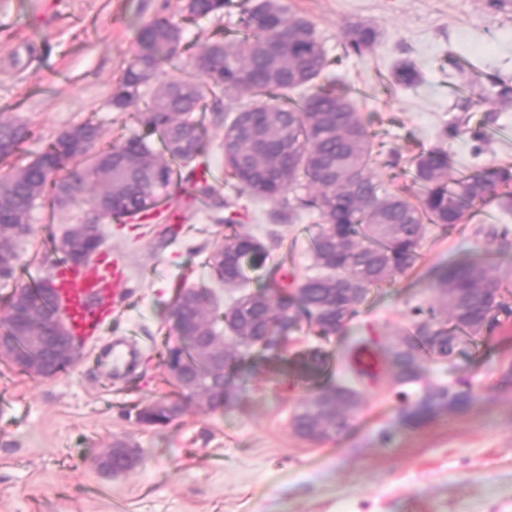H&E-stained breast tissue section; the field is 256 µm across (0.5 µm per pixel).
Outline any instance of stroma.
I'll use <instances>...</instances> for the list:
<instances>
[{
    "label": "stroma",
    "instance_id": "obj_1",
    "mask_svg": "<svg viewBox=\"0 0 512 512\" xmlns=\"http://www.w3.org/2000/svg\"><path fill=\"white\" fill-rule=\"evenodd\" d=\"M49 10L0 0V114L32 130L18 156L0 161V177L38 155L61 131L86 119L109 143L137 133L130 113L111 105L112 91L143 45L139 33L158 17L183 29L182 55L161 65L156 78L194 77L189 60L208 41L231 40L242 24L246 0H230L222 12L192 18L185 0H51ZM307 19L330 65L326 78L343 89H365L361 117L398 156L380 155L375 172L389 189L417 150L439 149L451 175L488 167L512 170V143L487 138L486 127L512 126V5L489 0H283ZM375 25L381 37L362 55L345 54L344 30L353 22ZM480 78L467 96H449L464 81L459 61ZM404 63L411 86L397 84ZM171 203L177 224L129 221L104 225L99 257L124 263L129 279L120 309L103 334L80 348L67 371L37 379L0 364V512H512V320L492 338L467 344L454 366L425 360L435 383L468 380V407L436 409L421 426H405L393 374L370 384L356 381L349 354L358 342L383 348L411 329L412 308L437 299L431 274L470 249L490 255L501 281L498 300L512 308V234L506 240L478 235L479 219L450 231L428 227L417 265L388 285L370 289L341 335L316 328L290 329L285 359L253 350L234 377L237 404L207 410L186 404L165 426L134 416L136 405L172 400L176 389L160 353L177 335L171 317L179 284L213 290L221 306L241 291L214 278L206 258L229 229L262 241L265 267L276 276L312 274L310 217L280 223L278 206L234 194L216 181L232 209L189 200L185 171L174 176ZM85 213L49 204L31 216V235L18 244L29 277L46 274V256H58L68 225ZM131 336L139 359L105 383L95 352L112 337ZM316 349L329 356L323 374L308 378L299 366ZM355 384L361 404L351 431L310 442L294 433L291 415L318 386ZM139 448L137 468L110 476L93 457L113 440Z\"/></svg>",
    "mask_w": 512,
    "mask_h": 512
}]
</instances>
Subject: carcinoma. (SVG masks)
<instances>
[{"label": "carcinoma", "instance_id": "obj_1", "mask_svg": "<svg viewBox=\"0 0 512 512\" xmlns=\"http://www.w3.org/2000/svg\"><path fill=\"white\" fill-rule=\"evenodd\" d=\"M226 0H187L191 17H207L224 10ZM379 30L357 22L345 32V50L362 54L378 42ZM146 51L135 55L113 89L112 106L131 112L142 133L107 147L100 146L99 126L85 120L59 133L34 159L0 178V278H15L20 264L18 241L32 232L31 214L40 201L65 211L81 202L88 206L81 223L95 230L82 235L64 232L62 252L70 261L99 250L102 224L112 219L136 218L158 206L174 181L171 163L194 165L207 154L208 138L195 113L205 109V90L235 89L253 101L224 122V175L254 198L281 203L280 220L292 221L296 210L316 213L317 230L310 240L318 272L289 289L278 280L264 289L242 295L220 310L211 292L195 288L179 292L171 314L184 336H210L223 321L231 336L271 337L287 326L306 322L330 337L350 323L372 287L394 281L413 269L428 225L451 229L463 223L477 203H486L500 184L512 183L505 170L486 169L467 177L449 175L447 154L422 150L412 159L410 188L387 190L374 171L375 140L357 111L354 100L318 80L329 66L314 26L288 13L282 0H259L247 10L243 28L230 42L213 40L198 51L192 66L204 81L170 77L149 100L141 91L164 62L180 56L182 28L167 18L154 19L141 32ZM308 88L312 93L294 97ZM30 135L15 120L0 118V160L17 153ZM158 136L164 155L156 154L149 138ZM192 198L215 201V188L204 174L191 184ZM292 198H286V195ZM266 246L256 238L232 230L224 244L207 260L212 273L239 286L264 269ZM442 305L413 310V331L385 348L394 378L402 386L422 385L416 400L400 392L405 420L423 421L439 405L462 408L472 399L469 384L457 379L446 384L423 381L422 362L452 360L462 344L489 336L499 322L496 294L500 281L490 275L486 255L463 250L430 284ZM41 297L32 310L30 301ZM9 318L0 332V362L39 378L24 358L22 337L54 326L62 319L55 295L19 284L7 301ZM248 350L225 348L229 367L216 373L201 363L190 344L169 347L163 360L179 369L193 389L207 391L224 385V397L213 407L235 398L231 373ZM359 392L343 384L319 387L294 411L293 431L302 438L331 439L353 427ZM183 413V406L138 409L141 423L166 425Z\"/></svg>", "mask_w": 512, "mask_h": 512}]
</instances>
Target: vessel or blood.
Wrapping results in <instances>:
<instances>
[{
	"label": "vessel or blood",
	"mask_w": 512,
	"mask_h": 512,
	"mask_svg": "<svg viewBox=\"0 0 512 512\" xmlns=\"http://www.w3.org/2000/svg\"><path fill=\"white\" fill-rule=\"evenodd\" d=\"M125 270L117 265L78 268L58 264L52 286L59 295L65 322L73 336L92 341L97 338L111 307L119 306ZM355 369L367 379L382 377L384 364L372 348L357 349L351 358Z\"/></svg>",
	"instance_id": "b4317fda"
}]
</instances>
